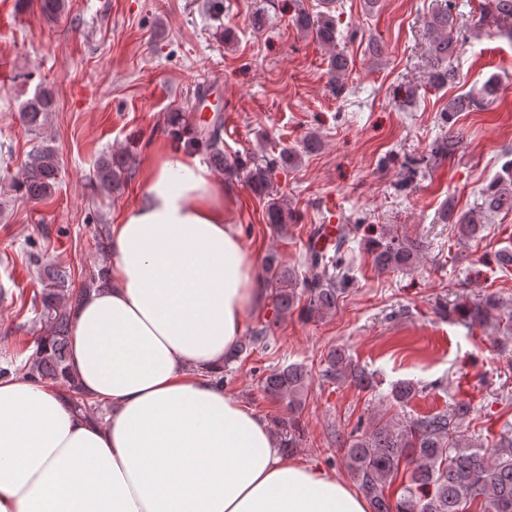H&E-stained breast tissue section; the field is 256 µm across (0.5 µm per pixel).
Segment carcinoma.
I'll list each match as a JSON object with an SVG mask.
<instances>
[{"label":"carcinoma","mask_w":512,"mask_h":512,"mask_svg":"<svg viewBox=\"0 0 512 512\" xmlns=\"http://www.w3.org/2000/svg\"><path fill=\"white\" fill-rule=\"evenodd\" d=\"M475 24L487 33L512 32V0H485L479 4ZM463 14L456 0H440L427 17V27L434 33L430 53L436 67L429 79L436 85H453L459 73L453 65L462 41ZM294 25L303 32H313L328 53L330 85L336 96L349 91L347 73L351 61L346 53L336 49L338 28L332 11L327 9L317 16L299 9L292 16ZM495 82L485 83L479 95H459L448 99L447 117L459 112L480 108L497 93ZM54 109L53 94L39 89L20 111L22 123L32 130L40 128L47 114ZM171 135L188 146L204 153L211 163L230 176L243 177L252 193L265 204L266 223L278 232L291 219L287 200L271 193L274 172L290 168L319 147V141L306 139L302 152L283 149L278 155L224 153V122L218 118L208 126L191 128L183 116L171 112L167 118ZM463 140L462 133L448 130V137L436 144L435 153L451 154ZM127 160L113 155L99 160L96 175L107 190H117L126 174ZM481 192L478 213L459 214L454 219L457 239L461 242L477 237L484 230V214L512 213V160L502 168ZM58 159L52 147L45 145L30 156L22 179L13 184L14 191L35 199L47 198L54 188ZM359 230V225L342 224L337 228L332 247L313 243L306 249L301 263L304 275L282 266L277 257L265 258V282L271 288L275 318L283 319L302 308L310 317H319L336 310V306L351 282V267L346 262V242ZM374 265L381 271L410 268L417 263L420 243L399 240L383 232L367 240ZM54 287L42 293L40 303L34 304L36 321L46 330L34 341L31 354L25 362L11 368L0 367V379L28 370L35 381L60 380L72 397V408L77 413L94 409L75 383L68 377L70 358V319L72 309L84 295L107 284L104 269L95 267L86 275L81 288L65 287V279L58 273L51 278ZM464 322L484 325L512 319V313L503 312L499 298L489 294L477 302L464 303L454 309ZM270 326L264 325L252 332L248 340L238 344L231 354L236 359L261 347H269ZM324 376L332 380L338 376L350 380L360 389L372 388V377L352 364L341 351L326 355ZM308 373L299 365H287L269 374L259 376L263 392L286 402L288 413L277 419L282 448L292 450L302 437L298 411L305 395ZM422 392L418 384L406 381L391 390V399L399 407L410 403ZM469 412L465 404L450 409L418 415L404 422L376 417L369 428L350 436L344 454V464L357 482L358 489L369 501L371 512H467L478 505L480 512H512V442L496 448L472 445L460 434V422ZM408 477L398 480L400 472Z\"/></svg>","instance_id":"carcinoma-1"}]
</instances>
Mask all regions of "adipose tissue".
<instances>
[{
	"instance_id": "ef3b65f1",
	"label": "adipose tissue",
	"mask_w": 512,
	"mask_h": 512,
	"mask_svg": "<svg viewBox=\"0 0 512 512\" xmlns=\"http://www.w3.org/2000/svg\"><path fill=\"white\" fill-rule=\"evenodd\" d=\"M145 181L71 318L70 375L104 415L59 381L0 380V512H370L212 381L265 299L230 190L180 151Z\"/></svg>"
}]
</instances>
